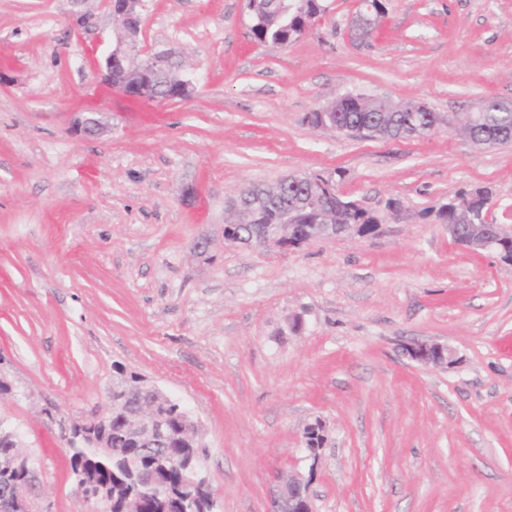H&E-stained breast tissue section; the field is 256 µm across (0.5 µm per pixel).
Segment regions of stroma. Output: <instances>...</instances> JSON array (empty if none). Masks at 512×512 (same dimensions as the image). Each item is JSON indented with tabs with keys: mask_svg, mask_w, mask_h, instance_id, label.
<instances>
[{
	"mask_svg": "<svg viewBox=\"0 0 512 512\" xmlns=\"http://www.w3.org/2000/svg\"><path fill=\"white\" fill-rule=\"evenodd\" d=\"M325 3L284 46L252 39L246 0H142L136 58L175 53L195 91L136 102L100 86L107 0H0V425L31 456L39 512H97L64 433L108 411L116 361L193 418L214 512H270L288 471L310 478L314 512H512V265L435 218L486 187L512 226V143L461 131L482 102H512V0H383L361 40L359 0ZM345 93L452 124L424 139L309 124ZM337 168L383 214L376 234L225 244L244 187ZM412 342L451 363L411 360ZM403 350L409 358L424 364L447 363L452 357V351L439 343L414 342L406 345Z\"/></svg>",
	"mask_w": 512,
	"mask_h": 512,
	"instance_id": "35a3bbf8",
	"label": "stroma"
}]
</instances>
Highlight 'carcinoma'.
Here are the masks:
<instances>
[{
    "instance_id": "carcinoma-1",
    "label": "carcinoma",
    "mask_w": 512,
    "mask_h": 512,
    "mask_svg": "<svg viewBox=\"0 0 512 512\" xmlns=\"http://www.w3.org/2000/svg\"><path fill=\"white\" fill-rule=\"evenodd\" d=\"M251 15L250 33L259 43L290 44L326 12L321 0H247ZM362 13L373 16L369 29H374L385 12L383 0H361ZM178 59L155 66L151 93L173 96L180 85L177 74ZM381 104L364 99L358 94H346L323 112L329 114L328 127L351 136L374 137L372 128L380 119ZM387 125L395 137L425 138L433 134L437 124L451 125L438 112H387ZM512 128V106L497 100H489L480 112L468 115L464 125L466 135L472 141H488L492 145L512 142V136L504 130ZM315 172L280 179L272 185L253 184L243 189L233 205L252 211L248 220L254 224H321L328 220L333 224H361L365 232L373 235L382 223L378 213L362 207L344 197L337 181L329 189L315 194L308 182L315 180ZM490 202L489 192L476 189L461 192L441 205L435 217L442 224H456L459 233L466 232V225L483 223V216L472 206ZM115 382L109 399L112 402V421L101 437V447L79 444L70 456L73 475L87 481H95L112 471V512H124L128 497L140 502V512H214V500L205 478L201 476V454L195 423L185 414L184 408L164 395L158 396L157 415L163 423L166 438L160 447L181 460L176 467L160 463V458L143 449L138 437L129 429L124 417L123 405L129 403L128 390L147 384V380L135 371L127 370L119 362L113 363ZM141 467H155L157 483L141 487L135 481V471Z\"/></svg>"
}]
</instances>
